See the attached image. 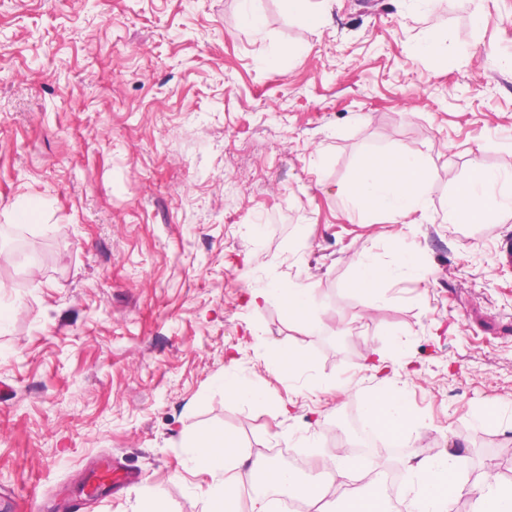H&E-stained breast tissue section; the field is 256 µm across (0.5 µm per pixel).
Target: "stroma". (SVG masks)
Segmentation results:
<instances>
[{"label": "stroma", "mask_w": 512, "mask_h": 512, "mask_svg": "<svg viewBox=\"0 0 512 512\" xmlns=\"http://www.w3.org/2000/svg\"><path fill=\"white\" fill-rule=\"evenodd\" d=\"M408 149L425 214L359 223L343 188ZM475 159L512 173V0H0V512H206L196 433L318 459L389 385L414 418L403 458L512 476V211L442 222ZM362 259L395 269L371 297ZM284 282L311 286L308 324ZM105 459L139 480L88 495ZM224 388L226 392L242 402L257 403L264 399V392L260 388L251 382L242 383L232 374H225Z\"/></svg>", "instance_id": "obj_1"}]
</instances>
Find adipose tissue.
<instances>
[{"mask_svg": "<svg viewBox=\"0 0 512 512\" xmlns=\"http://www.w3.org/2000/svg\"><path fill=\"white\" fill-rule=\"evenodd\" d=\"M429 167L414 152L400 157L370 158L360 167L348 193L350 201H362L359 221L373 223L374 212L390 215L397 224L412 223L427 207ZM512 210V183L480 161H473L469 179L453 192L445 205L442 221L454 226L485 222L491 210ZM364 409L375 424L389 433L403 434L410 411L401 389L392 388L366 399ZM194 461L215 475H223L221 491L210 501V512H237L239 491L244 485H264L314 505L334 490L343 489L350 471L359 470L368 480L363 489L345 492L344 512H388L376 486L384 482L382 467L358 457L345 461L343 454H330L323 466L331 478L299 480L288 469L265 459H249L237 441L219 431L199 434L192 445ZM400 474L413 492L418 512H449L457 499L466 497L471 512H512V483L484 475L475 485L460 481L444 457H422L400 464Z\"/></svg>", "mask_w": 512, "mask_h": 512, "instance_id": "obj_1", "label": "adipose tissue"}]
</instances>
